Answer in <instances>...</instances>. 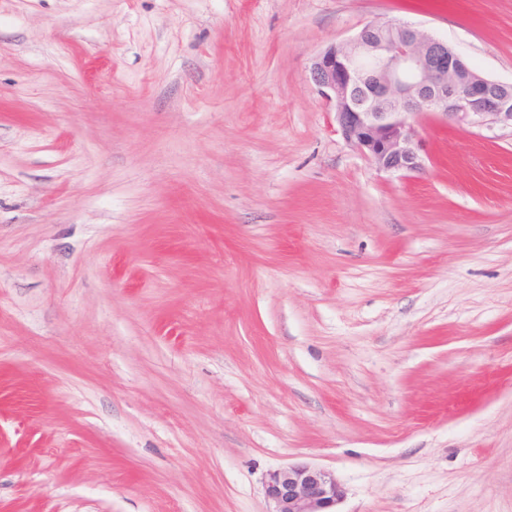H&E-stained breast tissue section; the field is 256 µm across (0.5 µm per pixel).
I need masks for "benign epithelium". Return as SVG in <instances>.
Instances as JSON below:
<instances>
[{"mask_svg":"<svg viewBox=\"0 0 512 512\" xmlns=\"http://www.w3.org/2000/svg\"><path fill=\"white\" fill-rule=\"evenodd\" d=\"M309 77L343 139L380 171H425L417 125L426 115L449 126L512 129V81L484 75L447 41L397 19L370 21L325 46ZM266 495L273 512H330L342 489L332 472L302 463L271 473Z\"/></svg>","mask_w":512,"mask_h":512,"instance_id":"7a95c632","label":"benign epithelium"}]
</instances>
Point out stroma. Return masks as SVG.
Returning <instances> with one entry per match:
<instances>
[{"mask_svg":"<svg viewBox=\"0 0 512 512\" xmlns=\"http://www.w3.org/2000/svg\"><path fill=\"white\" fill-rule=\"evenodd\" d=\"M389 17L512 80V0H0V512H512V130L347 144ZM335 475L324 468L302 463L270 474L266 495L270 512H337L329 509L342 498Z\"/></svg>","mask_w":512,"mask_h":512,"instance_id":"obj_1","label":"stroma"}]
</instances>
